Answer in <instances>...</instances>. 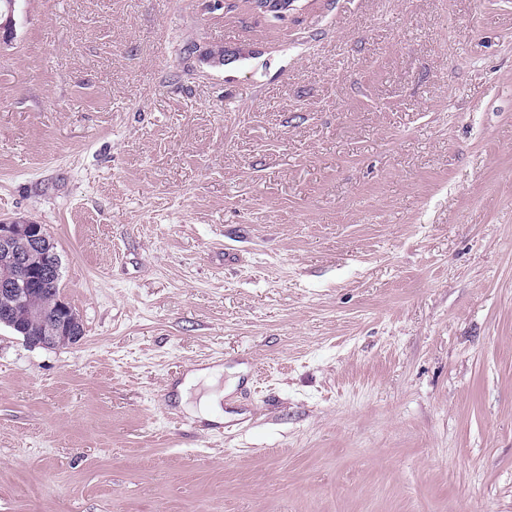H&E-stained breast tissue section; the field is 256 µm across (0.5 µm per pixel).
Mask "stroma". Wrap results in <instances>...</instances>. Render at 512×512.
Instances as JSON below:
<instances>
[{
  "instance_id": "obj_1",
  "label": "stroma",
  "mask_w": 512,
  "mask_h": 512,
  "mask_svg": "<svg viewBox=\"0 0 512 512\" xmlns=\"http://www.w3.org/2000/svg\"><path fill=\"white\" fill-rule=\"evenodd\" d=\"M296 5L18 0L0 218L85 335L0 327V512H512V0Z\"/></svg>"
}]
</instances>
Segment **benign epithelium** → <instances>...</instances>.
<instances>
[{
	"label": "benign epithelium",
	"mask_w": 512,
	"mask_h": 512,
	"mask_svg": "<svg viewBox=\"0 0 512 512\" xmlns=\"http://www.w3.org/2000/svg\"><path fill=\"white\" fill-rule=\"evenodd\" d=\"M15 0H3L0 16V43L15 35ZM0 261L4 262L7 275L0 281V299L18 309L25 305L23 287L40 280L58 287L60 260L56 243L43 224L31 221L0 220ZM56 312L48 319L51 333L48 336H27L25 340L34 346L72 343L78 340L80 318L73 311L62 293L56 295Z\"/></svg>",
	"instance_id": "7a95c632"
}]
</instances>
